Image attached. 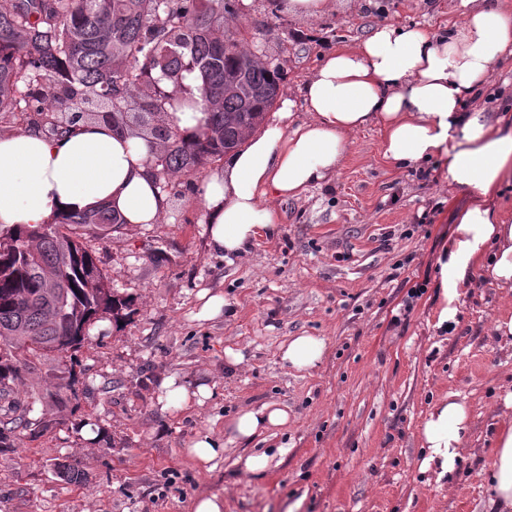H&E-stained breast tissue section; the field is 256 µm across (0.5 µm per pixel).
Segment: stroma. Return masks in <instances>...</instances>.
<instances>
[{"instance_id": "35a3bbf8", "label": "stroma", "mask_w": 512, "mask_h": 512, "mask_svg": "<svg viewBox=\"0 0 512 512\" xmlns=\"http://www.w3.org/2000/svg\"><path fill=\"white\" fill-rule=\"evenodd\" d=\"M237 22L283 76L290 97L337 45L379 24L433 30L463 18L461 0H348L341 13L304 18L244 0ZM512 113V62L496 67L475 100ZM381 134L356 132L330 185L278 201L276 236L233 260L213 253L201 187L214 165L172 179L160 223L126 224L96 238L97 266L130 306L122 323L97 319L66 356L34 357L11 397L35 398L50 425L37 438L15 431L0 451V512H191L206 491L224 512H485L482 475L499 422L512 418V340L495 323L512 314V291L471 272L454 322L438 326L437 259L468 196L448 191L435 163L398 169L379 152ZM429 217L426 232L414 224ZM424 292L411 298L416 285ZM227 305L199 319L202 292ZM409 314L401 326L391 319ZM324 340L319 364L284 367L295 336ZM240 352L227 367L225 349ZM208 387L202 403L166 407L162 385ZM76 394L52 399L59 382ZM464 400L469 433L453 476L422 470V426L448 394ZM275 402L285 426L243 443L228 424ZM210 434L224 444L213 470L187 453ZM281 449L264 473L240 457ZM71 456L84 474H53Z\"/></svg>"}]
</instances>
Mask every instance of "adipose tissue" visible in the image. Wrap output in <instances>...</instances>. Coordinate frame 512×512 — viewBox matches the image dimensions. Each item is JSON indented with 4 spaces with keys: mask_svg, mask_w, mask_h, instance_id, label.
Segmentation results:
<instances>
[{
    "mask_svg": "<svg viewBox=\"0 0 512 512\" xmlns=\"http://www.w3.org/2000/svg\"><path fill=\"white\" fill-rule=\"evenodd\" d=\"M462 4V20L443 33L382 24L325 55L300 88L308 119L288 125L294 102L283 98L275 120L246 134L206 180L211 250L236 257L274 235L276 201L331 182L353 134L374 125L392 166L437 161L449 189L471 196L439 260L440 323L454 320L470 271L512 289V224L497 206L500 187L512 182V116L471 104L491 71L512 61V0ZM99 206L129 224H156L168 212L143 141L97 121L53 138L33 130L0 135V227L50 224ZM324 349L322 338L296 336L280 359L309 369ZM287 422L286 407L265 403L238 413L229 428L250 441ZM467 431L463 400L452 395L437 404L422 427L423 469L455 471ZM486 482L491 512H512V419L498 427Z\"/></svg>",
    "mask_w": 512,
    "mask_h": 512,
    "instance_id": "obj_1",
    "label": "adipose tissue"
}]
</instances>
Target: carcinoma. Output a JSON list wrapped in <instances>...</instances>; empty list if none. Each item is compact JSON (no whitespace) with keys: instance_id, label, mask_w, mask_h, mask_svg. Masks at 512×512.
<instances>
[{"instance_id":"1","label":"carcinoma","mask_w":512,"mask_h":512,"mask_svg":"<svg viewBox=\"0 0 512 512\" xmlns=\"http://www.w3.org/2000/svg\"><path fill=\"white\" fill-rule=\"evenodd\" d=\"M239 0H0V124L18 112L60 135L102 121L146 142L158 187L224 158L259 127L281 95L278 71L224 25ZM195 75L197 85L185 84ZM205 118L192 138L174 112ZM122 221L101 207L53 224L0 229V397L28 356L63 355L94 320L123 318L128 301L96 266L84 240ZM42 420L6 412L0 449ZM57 477H82L70 459Z\"/></svg>"}]
</instances>
